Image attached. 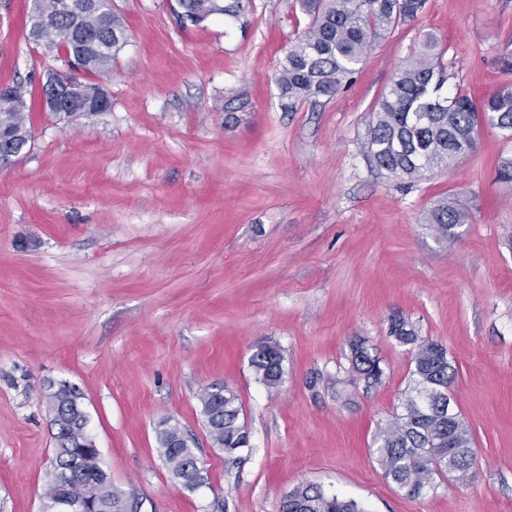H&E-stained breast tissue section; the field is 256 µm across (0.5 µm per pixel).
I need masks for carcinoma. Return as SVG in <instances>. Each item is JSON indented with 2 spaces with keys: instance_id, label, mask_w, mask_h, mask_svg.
<instances>
[{
  "instance_id": "cac0c4a2",
  "label": "carcinoma",
  "mask_w": 512,
  "mask_h": 512,
  "mask_svg": "<svg viewBox=\"0 0 512 512\" xmlns=\"http://www.w3.org/2000/svg\"><path fill=\"white\" fill-rule=\"evenodd\" d=\"M61 0H32L28 22L38 16L46 25L47 46L63 43L66 56L84 57L85 72L106 76L112 59L124 47V22L107 6L109 23L95 25L92 11L98 0H75L72 10L60 9ZM309 17L300 36L288 46L276 79L288 107L319 99L329 100L344 90L359 72L373 45L384 34L413 20L425 0H294ZM244 11L240 0H185L183 20L199 25L213 15L236 17ZM67 77H57L56 99L43 90L46 108L63 115L59 104L77 97L65 88ZM29 107L15 112L0 101V127L19 142L31 141L27 127ZM500 129L512 137V86L496 90L475 104L458 87L449 84L437 39L424 34L419 49L395 72L368 124L363 150L367 159L398 184H410L458 166L477 149L482 127ZM469 214L452 200L439 201L427 223L440 237L452 238L455 229L468 223ZM390 334L410 347L409 382L401 393L400 412L394 414L375 437V454L385 478L411 495L428 487L434 476L453 474L468 478L474 459L473 436L451 406L450 389L455 368L442 344L422 337L402 315L390 318ZM255 379L269 390L280 387L284 377L283 356L269 344L256 346L249 360ZM351 368L358 378L377 383L382 376L379 361L357 342L351 348ZM80 389L62 383L48 395V412L56 429L54 457L60 468L73 475L49 474L41 512H55L65 498L89 492L96 507L91 512H125L123 493L101 464L100 451L86 440L88 419L81 406ZM207 434L224 449L226 461L239 464L251 451L249 432L240 420L241 405L236 392L206 387L197 394ZM182 433L165 420L157 432L158 454L171 476L180 475L187 452L176 448ZM281 512H366L356 501L329 495L314 483H303L288 491Z\"/></svg>"
}]
</instances>
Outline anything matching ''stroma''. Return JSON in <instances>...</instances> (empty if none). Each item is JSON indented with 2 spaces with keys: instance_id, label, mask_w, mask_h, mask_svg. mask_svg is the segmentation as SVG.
<instances>
[{
  "instance_id": "35a3bbf8",
  "label": "stroma",
  "mask_w": 512,
  "mask_h": 512,
  "mask_svg": "<svg viewBox=\"0 0 512 512\" xmlns=\"http://www.w3.org/2000/svg\"><path fill=\"white\" fill-rule=\"evenodd\" d=\"M31 0H0V85L35 100L32 140L0 169V512H40L54 427L49 383L84 394L88 430L129 512H280L301 482L368 512H512V139L485 128L451 172L397 185L363 154L371 112L421 34L474 101L512 85L500 50L512 0H426L333 99L285 108L276 85L308 23L292 0L181 26L171 0H112L127 43L103 85L110 107L57 119L41 103L58 47L34 42ZM452 198L472 220L452 239L426 222ZM402 313L446 347L456 408L474 435L467 482L413 497L373 440L409 380L389 333ZM381 383L354 379L351 345ZM278 346L279 391L254 347ZM242 406L252 450L226 464L197 393ZM193 438L208 482L176 484L163 420ZM283 356L280 350L269 344H258L252 353L249 365L258 383L268 390H277L283 382Z\"/></svg>"
}]
</instances>
